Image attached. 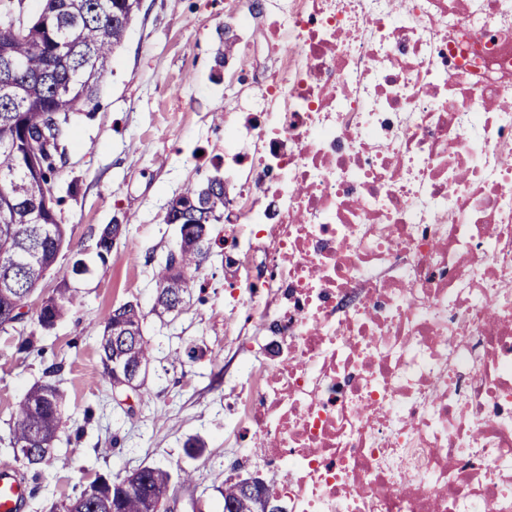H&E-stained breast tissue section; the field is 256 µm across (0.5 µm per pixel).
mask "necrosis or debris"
<instances>
[{
	"label": "necrosis or debris",
	"mask_w": 512,
	"mask_h": 512,
	"mask_svg": "<svg viewBox=\"0 0 512 512\" xmlns=\"http://www.w3.org/2000/svg\"><path fill=\"white\" fill-rule=\"evenodd\" d=\"M224 281L288 512H512V0L224 4Z\"/></svg>",
	"instance_id": "1"
}]
</instances>
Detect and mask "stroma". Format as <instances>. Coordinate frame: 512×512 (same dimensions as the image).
<instances>
[{"label":"stroma","instance_id":"1","mask_svg":"<svg viewBox=\"0 0 512 512\" xmlns=\"http://www.w3.org/2000/svg\"><path fill=\"white\" fill-rule=\"evenodd\" d=\"M241 106L236 90L224 88V0H143L63 142L55 195L68 236L31 303L63 286L77 289L80 302L52 329L29 315L0 332V467L24 476V512H48L97 476L146 465L174 474L172 512H223L218 489L240 473L224 421L238 405L234 385L252 348L250 337L224 331L233 299L224 286L223 225L214 226L178 315L153 314L152 267L179 236L178 225L164 221L168 203L223 168L224 115ZM108 224L126 230L102 260L96 242ZM78 261L85 272L74 273ZM128 301L143 311L157 349L146 403L112 391L98 354L105 313ZM190 344L200 349L193 359L183 355ZM54 363L63 366L64 429L51 459L32 471L3 442L17 402ZM194 439L204 445L197 458L185 453ZM183 469L191 480H179Z\"/></svg>","mask_w":512,"mask_h":512}]
</instances>
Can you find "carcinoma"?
Wrapping results in <instances>:
<instances>
[{
	"label": "carcinoma",
	"instance_id": "obj_1",
	"mask_svg": "<svg viewBox=\"0 0 512 512\" xmlns=\"http://www.w3.org/2000/svg\"><path fill=\"white\" fill-rule=\"evenodd\" d=\"M136 0H44V7L28 25V35L8 39L13 15L9 4L0 6V41L9 40V58L31 80L14 87L0 80V331L22 321L25 314L10 316L11 310L30 308V298L45 278L48 265L56 261L67 239L56 206L60 200L43 205V184L52 179L55 168L32 161L41 129L50 123L59 137L89 99L133 22ZM206 184L190 185L179 196L185 210L180 224V245L168 253L154 271L156 302L153 311L161 316L176 311L185 301L200 268L201 250L194 245L203 223L215 224L224 217V194L202 198ZM77 302L69 288L42 300L36 308L37 324L53 328ZM145 315L130 302L113 307L104 318L98 352L103 376L112 382L106 361L112 359V336L124 335L115 344L135 364L155 361L154 348L144 335ZM61 366L45 369L19 402L10 428L11 440L37 445L34 458L23 463L36 468L54 451L63 426L66 396L56 384ZM127 477L100 475L75 497L51 506L52 512H161L159 495L171 479L168 471L140 467ZM224 508L250 512L241 490L226 481L219 489Z\"/></svg>",
	"mask_w": 512,
	"mask_h": 512
}]
</instances>
